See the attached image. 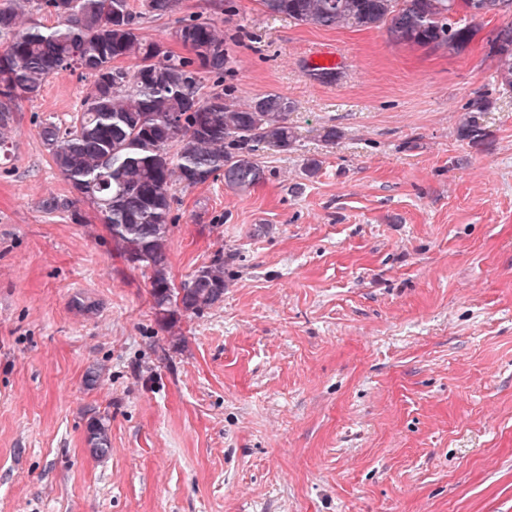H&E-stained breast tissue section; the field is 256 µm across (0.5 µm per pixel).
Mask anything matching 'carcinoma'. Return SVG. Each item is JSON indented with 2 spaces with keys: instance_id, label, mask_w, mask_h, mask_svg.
I'll return each mask as SVG.
<instances>
[{
  "instance_id": "1",
  "label": "carcinoma",
  "mask_w": 512,
  "mask_h": 512,
  "mask_svg": "<svg viewBox=\"0 0 512 512\" xmlns=\"http://www.w3.org/2000/svg\"><path fill=\"white\" fill-rule=\"evenodd\" d=\"M265 13L322 27L385 29L396 44L434 43L459 55L468 50L485 15H512V0H260ZM176 0H0V148L20 102L37 98L53 77L77 72L92 79L69 125L43 124L40 135L69 184L72 199L55 197L49 210L92 205L127 260L151 271L163 320L200 314L224 296V260L198 268L182 287L168 277L174 195L221 177L245 193L265 180L256 148L286 152L295 142L288 123L294 102L270 92L246 107L231 103L224 85L232 61L215 25L198 16L179 22L175 55L140 34V20L163 17ZM32 9L57 18L51 26L21 20ZM490 53L499 85L512 91V24L500 27ZM135 61L133 69L119 65ZM212 82L201 96L203 79ZM91 452L111 450L102 418L86 425Z\"/></svg>"
}]
</instances>
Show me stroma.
Instances as JSON below:
<instances>
[{"label":"stroma","instance_id":"obj_1","mask_svg":"<svg viewBox=\"0 0 512 512\" xmlns=\"http://www.w3.org/2000/svg\"><path fill=\"white\" fill-rule=\"evenodd\" d=\"M234 4L141 24L179 54L182 18L215 22L236 102L295 104L292 150L257 153L262 183L175 186L169 279L220 257L226 288L174 328L92 207H42L71 192L40 126L90 82L59 75L18 108L0 155V512H512V94L485 39L512 18L477 19L451 55ZM326 48L333 83L311 74ZM86 442L96 456H106L111 450L109 427L102 418H92L86 425Z\"/></svg>","mask_w":512,"mask_h":512}]
</instances>
